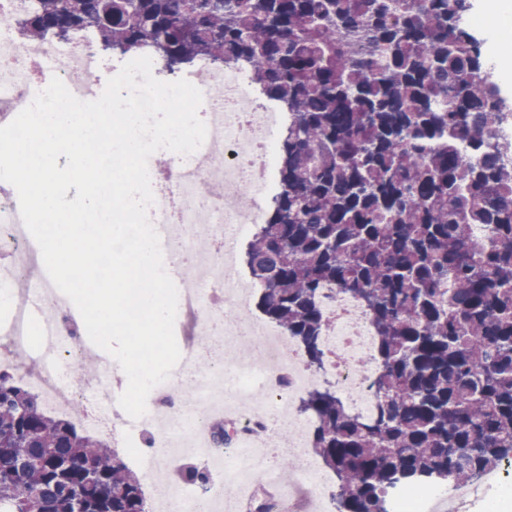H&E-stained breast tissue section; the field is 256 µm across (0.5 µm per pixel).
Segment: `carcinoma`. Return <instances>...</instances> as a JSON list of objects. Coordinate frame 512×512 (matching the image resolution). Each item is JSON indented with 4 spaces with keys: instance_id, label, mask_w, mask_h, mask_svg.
<instances>
[{
    "instance_id": "obj_1",
    "label": "carcinoma",
    "mask_w": 512,
    "mask_h": 512,
    "mask_svg": "<svg viewBox=\"0 0 512 512\" xmlns=\"http://www.w3.org/2000/svg\"><path fill=\"white\" fill-rule=\"evenodd\" d=\"M473 0H30L23 40L157 43L164 73L242 61L288 112L279 190L244 252L258 307L323 368L326 285L377 335L374 417L310 390V448L338 512H387L397 485L512 462V104L462 21ZM483 224L488 236H474ZM0 512H150L110 444L0 369Z\"/></svg>"
}]
</instances>
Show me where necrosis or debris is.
Listing matches in <instances>:
<instances>
[{
  "instance_id": "obj_1",
  "label": "necrosis or debris",
  "mask_w": 512,
  "mask_h": 512,
  "mask_svg": "<svg viewBox=\"0 0 512 512\" xmlns=\"http://www.w3.org/2000/svg\"><path fill=\"white\" fill-rule=\"evenodd\" d=\"M29 0H0V126L9 124L33 101L36 92L30 66L35 61H56L54 70L73 95L94 100L100 95V74L105 65L92 36L81 33L60 45L44 40L15 45L14 19ZM197 72L206 75L199 111L208 132L200 148L166 169L153 194L149 218L161 239L169 263L182 269L176 280L179 303L208 328L213 342L205 349L187 346L182 369H189L199 352L221 353L220 336H252L257 356L236 362L232 373L214 367L201 386L186 393L178 407L165 405L166 384L151 392L145 417L131 419L118 404L111 361L99 359L94 381H86L74 366L88 354L85 325L78 311L51 279H43L39 295H32L30 268L22 257L32 250L30 233L20 214L18 195L9 183L0 184V256L12 262L0 274V313L7 314L0 333V363L12 367L30 383L54 412L66 415L74 402L85 405L81 424L100 437L122 438L129 446L145 445L148 457L144 478L158 497L154 512H297L296 493L320 501L324 489L322 466L310 452L312 419L278 404L280 387L289 395L310 389L313 376L302 366L297 350L288 349L277 330L256 324L247 314L249 285L229 286L223 275L225 225L234 237L246 236L264 221V202L272 185L277 156L276 129L281 111L262 100L242 62L214 66L200 61ZM320 304L328 328L322 344L329 356L326 378L348 410L370 418L376 412L371 390L375 362V331L369 310L360 296L325 286ZM39 346L52 360L47 372L29 373L18 352ZM226 423L232 432L228 445L217 446L212 429ZM288 432L284 448L269 447L270 438ZM222 458L223 479H210L206 489L185 496L175 479L178 459L189 450ZM286 461L295 480L289 489L275 487L269 459ZM248 487L247 495L228 500L226 488ZM512 498V464L485 471L478 479L458 484L429 482L393 490L388 512H465L467 505Z\"/></svg>"
}]
</instances>
